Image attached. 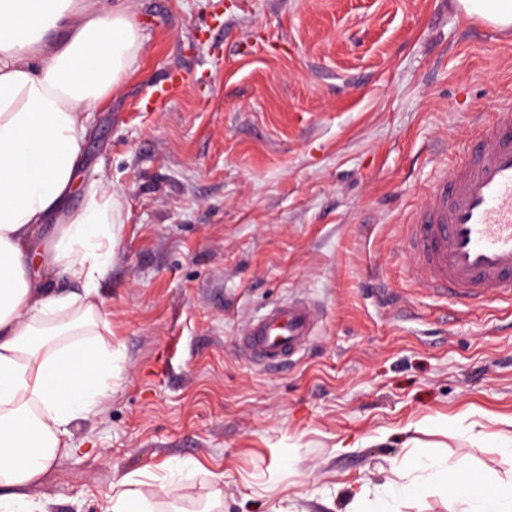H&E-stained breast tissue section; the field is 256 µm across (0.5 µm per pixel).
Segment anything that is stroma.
Here are the masks:
<instances>
[{"label":"stroma","mask_w":512,"mask_h":512,"mask_svg":"<svg viewBox=\"0 0 512 512\" xmlns=\"http://www.w3.org/2000/svg\"><path fill=\"white\" fill-rule=\"evenodd\" d=\"M137 72L90 114L83 181L123 201L98 300L115 375L29 493L103 512H344L415 449L504 471L512 294L450 300L401 241L477 120L512 98V32L455 0H136ZM183 83L164 99L168 75ZM323 309L305 350L247 363L271 305ZM128 486L147 487L148 493L142 488H127ZM154 484L124 476L112 485V496L107 502L105 512H153L151 496L155 492L150 489Z\"/></svg>","instance_id":"stroma-1"}]
</instances>
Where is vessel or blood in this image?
Masks as SVG:
<instances>
[{
	"instance_id": "vessel-or-blood-1",
	"label": "vessel or blood",
	"mask_w": 512,
	"mask_h": 512,
	"mask_svg": "<svg viewBox=\"0 0 512 512\" xmlns=\"http://www.w3.org/2000/svg\"><path fill=\"white\" fill-rule=\"evenodd\" d=\"M464 161L437 177L406 226L411 275L457 301L486 302L512 289V105L466 146ZM320 322L312 303L291 299L252 320L240 351L265 368L300 353Z\"/></svg>"
}]
</instances>
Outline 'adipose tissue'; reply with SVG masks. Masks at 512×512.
<instances>
[{"instance_id":"obj_1","label":"adipose tissue","mask_w":512,"mask_h":512,"mask_svg":"<svg viewBox=\"0 0 512 512\" xmlns=\"http://www.w3.org/2000/svg\"><path fill=\"white\" fill-rule=\"evenodd\" d=\"M144 48L133 0H0V512H46L24 489L69 449L70 425L96 411L112 377L97 282L122 201L94 180L81 208L65 205L87 112L119 90ZM52 222L58 235L43 257L35 238ZM61 271L82 294L50 290ZM423 482L464 512H512V470H466L428 448L383 484L351 489L347 512H397Z\"/></svg>"}]
</instances>
